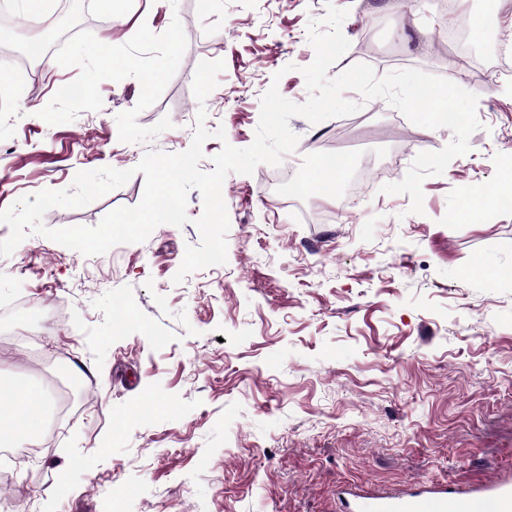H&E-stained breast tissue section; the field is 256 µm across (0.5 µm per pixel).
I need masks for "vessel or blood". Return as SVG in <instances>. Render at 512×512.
<instances>
[{
    "label": "vessel or blood",
    "mask_w": 512,
    "mask_h": 512,
    "mask_svg": "<svg viewBox=\"0 0 512 512\" xmlns=\"http://www.w3.org/2000/svg\"><path fill=\"white\" fill-rule=\"evenodd\" d=\"M342 512H512V482H488L461 491L424 483L400 495L345 492Z\"/></svg>",
    "instance_id": "b4317fda"
}]
</instances>
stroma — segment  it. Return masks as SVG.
<instances>
[{
	"label": "stroma",
	"mask_w": 512,
	"mask_h": 512,
	"mask_svg": "<svg viewBox=\"0 0 512 512\" xmlns=\"http://www.w3.org/2000/svg\"><path fill=\"white\" fill-rule=\"evenodd\" d=\"M410 2L73 0L80 35L12 80L27 108L0 97V210L71 187L82 170L185 151L202 108L206 128L226 134L203 146L199 168L213 170L224 145L252 144L270 85L307 99V28L330 4L348 12L350 46L329 76L365 63L380 77H447L453 62L434 48L442 14ZM490 2L461 0L490 30L485 78L459 82L477 95L481 126L469 153L424 180L422 213L380 188L452 131L349 91L358 112L292 117L299 143L280 166L227 176L226 264L173 281L186 246L200 243L195 189L188 223L145 242L86 257L32 234L0 256V375L44 391L54 440L12 467L0 512H338L347 484L512 481V207L456 219L467 187L499 196L512 156V6ZM61 4L44 0L32 15L11 0L0 54L26 53ZM217 59L218 85L198 102L196 67ZM334 151L354 170L372 161L359 194L316 171ZM286 170L309 180V207L335 219L294 222L271 189ZM143 190L136 173L43 223L94 226ZM479 263L484 274H473ZM58 307L62 324L40 331Z\"/></svg>",
	"instance_id": "stroma-1"
}]
</instances>
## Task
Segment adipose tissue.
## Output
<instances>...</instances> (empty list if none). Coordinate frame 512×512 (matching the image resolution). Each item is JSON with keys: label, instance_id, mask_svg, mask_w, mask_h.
Returning a JSON list of instances; mask_svg holds the SVG:
<instances>
[{"label": "adipose tissue", "instance_id": "1", "mask_svg": "<svg viewBox=\"0 0 512 512\" xmlns=\"http://www.w3.org/2000/svg\"><path fill=\"white\" fill-rule=\"evenodd\" d=\"M44 407L40 391L0 376V446L38 447L44 430Z\"/></svg>", "mask_w": 512, "mask_h": 512}]
</instances>
